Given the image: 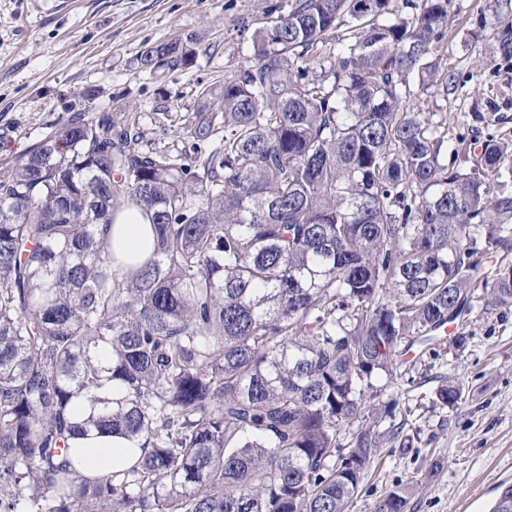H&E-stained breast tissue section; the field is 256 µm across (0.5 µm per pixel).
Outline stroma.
<instances>
[{"mask_svg": "<svg viewBox=\"0 0 512 512\" xmlns=\"http://www.w3.org/2000/svg\"><path fill=\"white\" fill-rule=\"evenodd\" d=\"M271 0H0V172L74 113L136 116L147 138L182 142L198 100L220 93L251 63L250 35ZM442 66L448 93L410 100L446 118L449 138L512 139V15L488 16V0H451ZM194 37L209 54L157 82L136 70L144 44ZM467 343L437 336L415 367L377 385L396 398V422L412 447L380 451L350 512H376L395 488L418 483L407 512H489L512 485V307L475 312ZM463 388L454 406L438 389Z\"/></svg>", "mask_w": 512, "mask_h": 512, "instance_id": "35a3bbf8", "label": "stroma"}]
</instances>
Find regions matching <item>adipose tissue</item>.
I'll return each instance as SVG.
<instances>
[{
    "mask_svg": "<svg viewBox=\"0 0 512 512\" xmlns=\"http://www.w3.org/2000/svg\"><path fill=\"white\" fill-rule=\"evenodd\" d=\"M153 245L154 228L138 209L129 208L117 215L109 248L119 270L134 272L149 256ZM71 446L79 472L92 478L111 475L143 454L142 449L134 447L124 436L95 431L73 438Z\"/></svg>",
    "mask_w": 512,
    "mask_h": 512,
    "instance_id": "obj_1",
    "label": "adipose tissue"
}]
</instances>
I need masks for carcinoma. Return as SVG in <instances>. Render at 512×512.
<instances>
[{
  "instance_id": "cac0c4a2",
  "label": "carcinoma",
  "mask_w": 512,
  "mask_h": 512,
  "mask_svg": "<svg viewBox=\"0 0 512 512\" xmlns=\"http://www.w3.org/2000/svg\"><path fill=\"white\" fill-rule=\"evenodd\" d=\"M448 2L275 4L219 105L198 94L190 147L78 112L0 176L3 512H348L399 437L374 380L512 307V141L475 158L406 107L454 83ZM194 43L147 45L137 70L189 68ZM131 207L156 242L124 275L104 235ZM92 430L146 452L87 478L70 441Z\"/></svg>"
}]
</instances>
